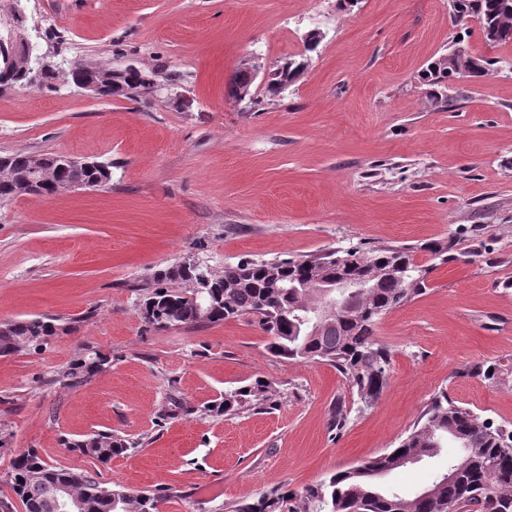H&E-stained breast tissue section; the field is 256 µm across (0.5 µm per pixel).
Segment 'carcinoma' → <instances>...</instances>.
I'll return each mask as SVG.
<instances>
[{
    "label": "carcinoma",
    "mask_w": 512,
    "mask_h": 512,
    "mask_svg": "<svg viewBox=\"0 0 512 512\" xmlns=\"http://www.w3.org/2000/svg\"><path fill=\"white\" fill-rule=\"evenodd\" d=\"M455 22L472 19L482 25L512 29V0H455L451 4ZM288 59L270 73L268 96L283 94L296 82L299 65L307 52ZM466 76L477 79L489 71L491 61L469 54L457 62ZM454 73L442 62H430L421 74L431 87L429 96L445 103L442 91ZM102 80L116 84L121 96L135 100L152 95L154 87L139 80L129 66L82 65L50 74L47 87L59 81ZM51 166L63 180L82 179L98 187L112 180V163L90 161L74 164L59 153L34 159L23 153L11 154V174L0 177V202L12 200L21 184L33 174L34 166ZM427 270L416 264L405 248L380 247L363 251L356 246L330 250L301 258L274 261H243L217 273L206 270L202 288L200 271L192 266H169L155 271L135 288L136 307L152 310L155 330L192 328L230 319L250 318L270 337L269 352L283 359L325 362L349 381L360 401L379 398L389 379L388 349L374 336L377 320L425 289ZM347 275L363 285L349 298L337 320L318 329L298 317L322 302V288ZM65 326L62 320L36 316L13 323L10 335H0V349L20 343L38 351ZM112 364V359L94 353L80 354L68 364L63 378L77 387ZM270 384L256 380L224 392V398L206 406L212 416L230 414L247 405L270 400ZM452 439L461 455L449 467L458 471L455 481L437 480L433 493L405 497L379 485L380 475L400 468L397 461L408 457L420 460L434 456L444 440ZM66 447L102 465L112 457L135 449V442L111 432H98ZM403 453H398V449ZM7 484L15 500L0 499V512H58L54 491L62 486L68 495L83 504V512H159L167 494L163 490L127 492L120 484L106 486L88 472L52 466L35 448L20 451L13 459ZM231 512H512V431L459 405L445 391L436 395L414 423L412 431L394 448L352 468L336 472L300 492L277 488L253 503L236 504Z\"/></svg>",
    "instance_id": "1"
}]
</instances>
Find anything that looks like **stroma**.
<instances>
[{
    "label": "stroma",
    "mask_w": 512,
    "mask_h": 512,
    "mask_svg": "<svg viewBox=\"0 0 512 512\" xmlns=\"http://www.w3.org/2000/svg\"><path fill=\"white\" fill-rule=\"evenodd\" d=\"M21 5L48 61L132 63L176 79L138 101L70 84L0 95V155L112 165L103 189L0 204V321H73L40 352L0 357V498L17 451L35 448L134 493L173 488L161 512H225L397 447L442 390L512 430V43L485 44L448 0ZM315 27L326 36L286 92L226 101L241 65L275 69ZM456 36L495 64L482 79L449 80L436 104L419 74ZM434 244L449 245L450 262L432 261ZM356 245L410 248L429 270L425 291L376 325L391 377L365 408L333 367L270 355L255 323L153 330L134 305L146 274L182 259L219 272ZM89 348L111 366L77 388L59 383ZM257 379L275 407L204 415ZM175 397L187 411L174 418ZM96 431L140 446L106 465L67 450ZM457 453L448 443L386 482L415 493Z\"/></svg>",
    "instance_id": "obj_1"
}]
</instances>
